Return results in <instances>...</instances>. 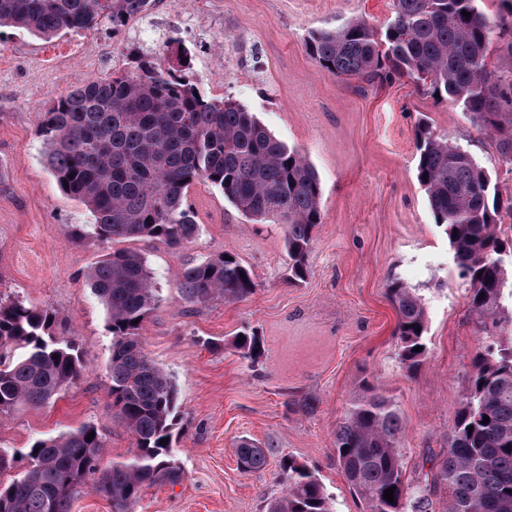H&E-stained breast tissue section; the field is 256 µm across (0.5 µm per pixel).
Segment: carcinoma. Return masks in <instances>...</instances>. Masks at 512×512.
Returning <instances> with one entry per match:
<instances>
[{
	"instance_id": "obj_1",
	"label": "carcinoma",
	"mask_w": 512,
	"mask_h": 512,
	"mask_svg": "<svg viewBox=\"0 0 512 512\" xmlns=\"http://www.w3.org/2000/svg\"><path fill=\"white\" fill-rule=\"evenodd\" d=\"M150 2L0 0V27L44 38L102 22L118 30ZM393 4L384 32L362 20L314 30L306 41L309 55L321 70L368 86L406 76L447 95L481 122L502 158L512 162V75L486 69L490 30L480 0ZM132 63L134 72L90 79L42 113L46 163L62 191L92 213L95 240H158L174 247L193 242L200 225L186 192L206 181L243 215L285 224L288 280L305 281L321 224V184L312 165L238 102L195 97L190 61L165 67L137 53ZM415 144L417 178L437 223L448 228L470 310L482 330L492 333L503 323L505 296L512 297L503 258L506 252L512 256V246L502 248L498 224L501 211H512V198L492 194L490 175L462 146L426 127L417 130ZM228 255L182 269L178 289L187 303L235 302L253 293L251 268ZM85 280L106 311L112 406L135 440L134 454L102 467L104 440L93 424L38 439L26 454L28 468L0 485V512H69L81 485L110 500L114 512H131L145 487L181 477L174 454L177 392L141 341L158 301L147 261L137 251L118 249L95 262ZM388 292L398 312V357L414 370L426 354L425 311L403 281L393 280ZM55 326L51 309L0 297L1 419L22 407H44L80 380L79 349ZM239 336L243 340L233 341L234 348L257 360L259 336ZM401 433L395 399L370 386L336 429L338 465L365 512H512V345H490L472 358L449 447L415 485L405 477ZM237 457L246 471L267 463V451L245 439ZM280 467L283 494L267 504V512H331L330 498L309 467L293 458ZM390 487L392 503L384 499Z\"/></svg>"
}]
</instances>
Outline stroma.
<instances>
[{
    "label": "stroma",
    "instance_id": "obj_1",
    "mask_svg": "<svg viewBox=\"0 0 512 512\" xmlns=\"http://www.w3.org/2000/svg\"><path fill=\"white\" fill-rule=\"evenodd\" d=\"M482 9L490 64L512 73V6L484 0ZM392 12L393 0H153L116 32L102 24L46 40L0 28V296L52 309L57 334L76 343L85 365L54 403L0 419V448L17 455L1 482L26 469L34 441L87 423L103 436V466L133 453L112 406L105 311L84 279L112 246L74 237L75 225L94 219L50 172L40 124L68 88L130 71L137 51L166 59L174 37L204 98L236 99L315 168L321 223L300 284L288 280L285 225L245 217L204 181L187 192L201 226L192 243L135 242L158 296L142 340L177 390L182 477L146 487L133 512H265L282 492L286 457L319 476L334 512H361L337 463L335 434L368 382L394 397L406 476L422 479L426 458L448 446L471 356L487 342H512V319L489 336L473 316L447 227L436 222L417 179L415 133L424 125L463 146L504 197L512 196V165L455 101L407 78L359 88L322 71L306 51L311 31L362 18L381 32ZM225 251L252 269L254 293L232 303H187L177 286L181 270ZM394 279L414 288L425 308L427 352L414 372L398 358V316L387 295ZM244 330L263 343L257 361L232 345ZM305 397L313 412L297 407ZM242 439L267 448L264 468L241 469Z\"/></svg>",
    "mask_w": 512,
    "mask_h": 512
}]
</instances>
